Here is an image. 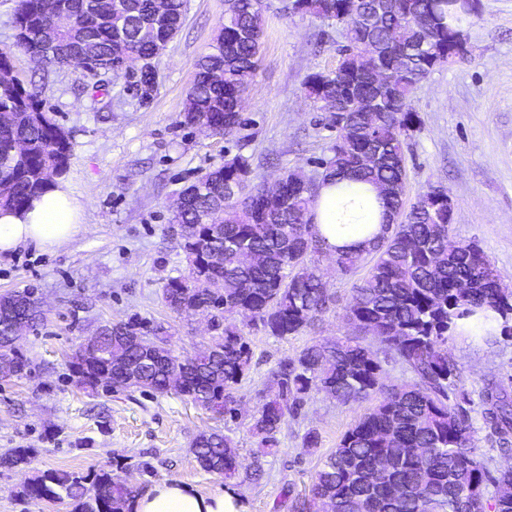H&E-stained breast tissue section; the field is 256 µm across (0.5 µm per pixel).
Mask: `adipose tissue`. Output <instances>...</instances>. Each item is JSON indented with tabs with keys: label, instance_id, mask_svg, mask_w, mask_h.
<instances>
[{
	"label": "adipose tissue",
	"instance_id": "1",
	"mask_svg": "<svg viewBox=\"0 0 512 512\" xmlns=\"http://www.w3.org/2000/svg\"><path fill=\"white\" fill-rule=\"evenodd\" d=\"M81 210L79 200L59 179L23 209L0 211V255L27 243L45 250L57 248L80 232ZM314 213L317 231L332 252L366 246L389 221L377 189L350 180L322 185ZM133 512H247V508L231 489L202 494L176 482H162L135 499Z\"/></svg>",
	"mask_w": 512,
	"mask_h": 512
}]
</instances>
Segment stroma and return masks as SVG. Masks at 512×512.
Segmentation results:
<instances>
[{
    "label": "stroma",
    "mask_w": 512,
    "mask_h": 512,
    "mask_svg": "<svg viewBox=\"0 0 512 512\" xmlns=\"http://www.w3.org/2000/svg\"><path fill=\"white\" fill-rule=\"evenodd\" d=\"M185 22L157 63V83L141 102L124 77L90 79L81 70L44 73L29 56L14 52L15 0H0V50L24 85H35L50 117L73 137L64 177L82 201L83 227L55 250L27 244L0 258V294L34 289L46 320L18 347L30 373L0 379V453L27 448L23 469L0 468V512H70L65 501L22 497L25 482L49 470L84 472L121 464L136 492L178 482L207 494L231 486L248 512H288L287 491L308 488L323 458L361 414L323 394L305 397L287 414L276 451L252 481L251 414L269 395L278 363L305 345L347 334L346 309L362 275L336 274L327 255L318 266L334 301L314 329L285 339L262 327L246 328L252 351L237 390L238 416L201 411L179 395L140 392L92 396L77 387L69 359L84 336L129 316L162 324L177 354L191 355L211 339L204 317H186L161 299L167 278L186 264L170 219L176 195L200 172L241 153L252 159L256 180L274 182L288 169L312 172L327 155L332 135L303 90L314 71L335 69L340 30L311 15L284 11L283 0H264L259 69L243 110L245 123L227 135L183 125L186 93L197 59L224 19V0H186ZM467 29L469 53L436 68L417 89L420 124L407 141V201L431 185L447 186L453 203L451 240L477 243L512 288V0H479ZM448 354L463 372L477 453L491 471L512 466V450L490 438L481 416L480 391L497 379L512 396V338L463 337L448 341ZM221 428L236 442L239 476L224 482L201 469L191 443L200 432ZM319 444L303 445L307 431Z\"/></svg>",
    "instance_id": "35a3bbf8"
}]
</instances>
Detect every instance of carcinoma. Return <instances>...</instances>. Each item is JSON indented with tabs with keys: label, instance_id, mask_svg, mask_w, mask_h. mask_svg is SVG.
Wrapping results in <instances>:
<instances>
[{
	"label": "carcinoma",
	"instance_id": "carcinoma-1",
	"mask_svg": "<svg viewBox=\"0 0 512 512\" xmlns=\"http://www.w3.org/2000/svg\"><path fill=\"white\" fill-rule=\"evenodd\" d=\"M165 19L156 18L154 0H16L15 50L38 58L44 70L65 68L70 59L87 62L85 75L97 76L91 62L134 57L146 60L138 78L148 87L160 55L159 42L182 28L185 0H166ZM283 9L317 16L340 29L345 44L336 69L306 76L304 91L318 109L336 101L323 128L336 132L329 154L314 161L316 176L294 169L282 175V202L271 204L265 185L253 181L249 158L236 154L202 174L187 208L174 214L177 240L187 274L167 279L162 300L169 309L191 314L201 308L212 317L217 336L204 350L182 357L160 324L131 317L107 323L112 331L98 354L79 346L69 368L90 395L102 391L100 377L112 367L115 386L138 376L133 388L166 396L169 376L185 373V392L215 415L235 418L236 386L250 365L242 330L225 324L241 315L271 336H297L316 325L331 297L317 274L314 257L330 254L336 271L350 275L368 266L347 309L355 335L313 343L281 361L271 373L276 394L250 417L257 439L250 477L262 472V459L278 445L286 414L312 391L355 406L379 395V404L360 416L325 457L308 493L291 499L289 512H512V468L493 476L478 457L471 416L450 393L462 372L448 356V339L458 321L491 309L502 318L501 334L512 336V289L480 247L459 243L437 227L448 224V197L430 185L405 206L407 173L404 147L419 124L412 98L438 65L456 56L455 38L466 31L476 11L450 0H293ZM263 31L260 0H236L224 16L208 51L195 64L186 95L183 124L205 125L229 134L244 123L242 94L253 81ZM0 210H18L62 177L72 151L71 135L43 110L36 87L17 81L0 86ZM379 155L373 165L361 162ZM349 178L379 190L388 212L403 211L405 223L384 229L372 247L329 252L314 224L313 206L321 185ZM221 253L211 271L214 287L200 292L195 275L205 257ZM259 255L256 265L241 261ZM35 332L44 323L35 291L0 296V358L30 362L14 344L19 329ZM370 335L376 345L366 344ZM150 342L142 347L132 340ZM401 365L412 380L388 385L386 366ZM482 417L492 437H512V401L500 385L481 391ZM200 467L231 480L238 474V448L220 430L199 433L191 444ZM30 450L0 454V468H24ZM26 496L70 501L71 512H130L135 498L120 474L48 471L31 478Z\"/></svg>",
	"mask_w": 512,
	"mask_h": 512
}]
</instances>
